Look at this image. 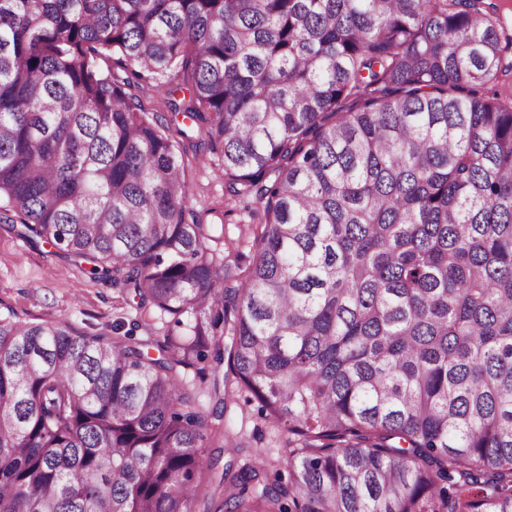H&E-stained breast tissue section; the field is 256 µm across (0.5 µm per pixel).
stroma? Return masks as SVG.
<instances>
[{"label":"stroma","mask_w":512,"mask_h":512,"mask_svg":"<svg viewBox=\"0 0 512 512\" xmlns=\"http://www.w3.org/2000/svg\"><path fill=\"white\" fill-rule=\"evenodd\" d=\"M189 205L212 227L211 246L216 252L251 260L255 243L250 227L257 219L245 202L228 199L220 159L206 151L186 148L183 154ZM0 302L30 322L61 320L90 334H111L113 324L133 329L135 336L160 340L170 326L169 316L156 315L151 324H139L133 295L98 281L88 263L60 256L55 249L25 242L0 221ZM225 427L241 434V453L221 452L207 475L208 487L199 500L201 512H212L224 498V465L254 461L258 456L284 457L286 437L258 414V403L238 396L224 411Z\"/></svg>","instance_id":"obj_1"}]
</instances>
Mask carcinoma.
<instances>
[{"mask_svg": "<svg viewBox=\"0 0 512 512\" xmlns=\"http://www.w3.org/2000/svg\"><path fill=\"white\" fill-rule=\"evenodd\" d=\"M144 83L189 98L152 114ZM186 141L262 209L232 282ZM0 199L183 327L155 358L0 305V512H200L237 441L183 382L210 355L288 443L287 483L245 464L216 512H512L500 5L0 0Z\"/></svg>", "mask_w": 512, "mask_h": 512, "instance_id": "carcinoma-1", "label": "carcinoma"}]
</instances>
